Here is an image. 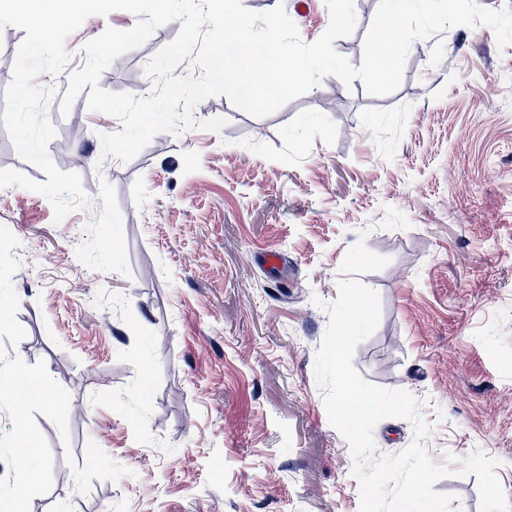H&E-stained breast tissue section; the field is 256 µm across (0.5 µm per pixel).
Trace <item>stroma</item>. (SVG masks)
I'll use <instances>...</instances> for the list:
<instances>
[{"instance_id":"stroma-1","label":"stroma","mask_w":512,"mask_h":512,"mask_svg":"<svg viewBox=\"0 0 512 512\" xmlns=\"http://www.w3.org/2000/svg\"><path fill=\"white\" fill-rule=\"evenodd\" d=\"M242 3L284 5L307 42L329 21L324 0L304 15L295 0ZM378 3L354 0L356 29L334 42L353 66ZM136 21L89 17L66 43L70 70L85 42ZM180 27L116 58L101 87L143 96L146 65ZM48 116L55 165L90 198L114 187L130 273L78 260L90 213L58 223L45 197L0 188V225L37 254L13 277L26 331L15 353L44 361L83 410L66 444L36 415L55 479L30 512H358L350 447L313 373L328 322L318 303L341 279L381 301L355 368L420 399L435 463L483 451L512 500V44L483 25L416 41L383 97L328 76L255 117L212 96L194 117L227 118L221 132H161L126 163L103 158L101 135L121 123L86 95ZM91 441L130 473L82 495L71 466ZM434 489L454 512H479L475 476Z\"/></svg>"}]
</instances>
